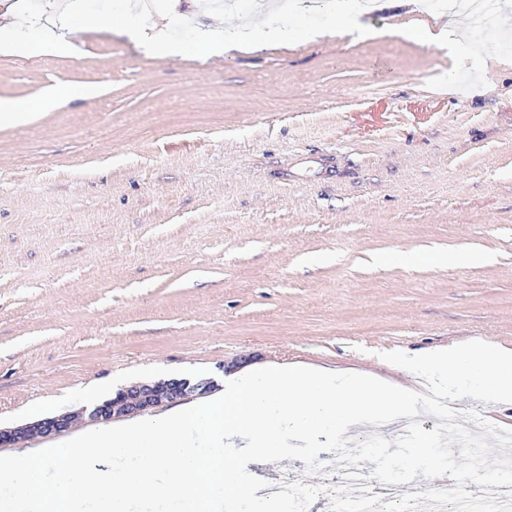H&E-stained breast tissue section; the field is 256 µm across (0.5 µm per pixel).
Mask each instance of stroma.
I'll list each match as a JSON object with an SVG mask.
<instances>
[{
    "mask_svg": "<svg viewBox=\"0 0 512 512\" xmlns=\"http://www.w3.org/2000/svg\"><path fill=\"white\" fill-rule=\"evenodd\" d=\"M368 39L300 14L180 0L169 37L286 17L256 52L158 56L122 32L153 0H82L64 55L0 51V98L91 85L0 127V428L118 389L288 361L423 391L382 360L482 340L512 351V0L447 52L397 35L447 16L369 0ZM465 249L475 262L433 255ZM422 252L407 266L401 252Z\"/></svg>",
    "mask_w": 512,
    "mask_h": 512,
    "instance_id": "35a3bbf8",
    "label": "stroma"
}]
</instances>
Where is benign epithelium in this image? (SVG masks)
I'll return each instance as SVG.
<instances>
[{"label": "benign epithelium", "instance_id": "obj_1", "mask_svg": "<svg viewBox=\"0 0 512 512\" xmlns=\"http://www.w3.org/2000/svg\"><path fill=\"white\" fill-rule=\"evenodd\" d=\"M213 385L215 381L210 378H201L194 382L186 379H169L134 384L116 391L112 397L95 405L86 413V417L92 422H100L140 414L179 401L190 394L204 395ZM74 421V414L63 413L12 428H0V446L9 447L33 435L48 437L60 434L67 431Z\"/></svg>", "mask_w": 512, "mask_h": 512}]
</instances>
